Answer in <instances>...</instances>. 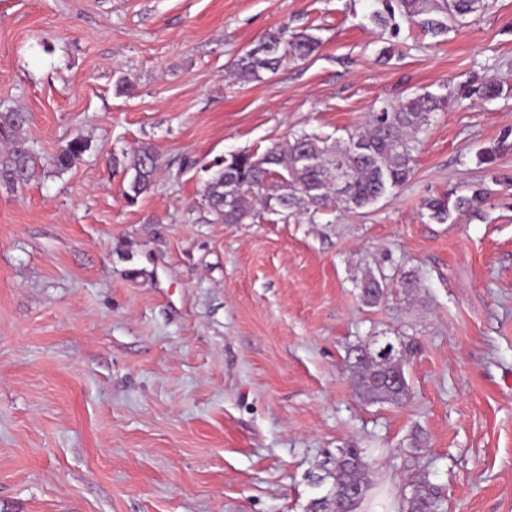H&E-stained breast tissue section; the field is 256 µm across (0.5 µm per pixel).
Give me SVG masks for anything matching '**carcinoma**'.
<instances>
[{
	"mask_svg": "<svg viewBox=\"0 0 512 512\" xmlns=\"http://www.w3.org/2000/svg\"><path fill=\"white\" fill-rule=\"evenodd\" d=\"M378 7L365 16L381 28H397L398 20L420 27L435 37L463 24L466 16L483 8V0H376ZM278 29L260 38L233 64L234 74L248 81L273 72L289 58L305 59L319 45L312 34ZM446 98L424 93L396 104H386L372 112L368 125L349 133L344 142L302 135L291 144H274L263 153L240 151L215 159L207 167L203 197L210 221L238 224L251 215L258 204L283 221L295 215L315 216L320 210L340 206L344 210H363L374 206L408 179L420 135L430 125L431 115L443 110ZM27 118L19 110L0 111V142L8 151L0 155V187L13 191L36 174L37 156L23 134ZM88 150L80 137L70 140L56 155L55 164L70 167ZM512 150V129L492 146L478 154L482 165L492 166L498 157ZM130 174L123 195L130 204L155 185L158 156L150 146L112 158ZM483 202L480 192L450 194L428 198L425 208L432 219L445 222L453 214L478 211ZM364 304L376 306L389 296L387 277L372 271L360 282ZM355 395L366 403L402 405L410 397L409 384L399 387L390 382L394 370L388 363L350 362ZM370 464L363 449H341L333 462L327 493L314 500L312 512H330L337 501L347 504V512H357L369 488ZM402 512H445L437 488L424 474L403 494Z\"/></svg>",
	"mask_w": 512,
	"mask_h": 512,
	"instance_id": "carcinoma-1",
	"label": "carcinoma"
}]
</instances>
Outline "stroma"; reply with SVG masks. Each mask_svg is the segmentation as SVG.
Listing matches in <instances>:
<instances>
[{"mask_svg":"<svg viewBox=\"0 0 512 512\" xmlns=\"http://www.w3.org/2000/svg\"><path fill=\"white\" fill-rule=\"evenodd\" d=\"M484 3L436 40L361 25L373 0H0V110L40 157L0 189V512H310L352 444L361 512H400L421 473L446 512H512V151L477 160L512 128V0ZM283 25L320 47L237 81ZM425 91L447 104L368 212L205 221L204 164L342 140ZM143 145L157 183L130 205L108 160ZM455 190L480 214L432 220ZM384 332L410 346L398 407L359 401L347 366ZM88 147V143L82 138H73L56 155V166L61 169L69 168L88 150ZM387 279L384 274L381 277L380 274L376 275L373 271L365 273L363 280L360 282L361 297L364 304L376 306L381 301L387 300L389 296ZM376 281L382 283V286H379Z\"/></svg>","mask_w":512,"mask_h":512,"instance_id":"obj_1","label":"stroma"}]
</instances>
